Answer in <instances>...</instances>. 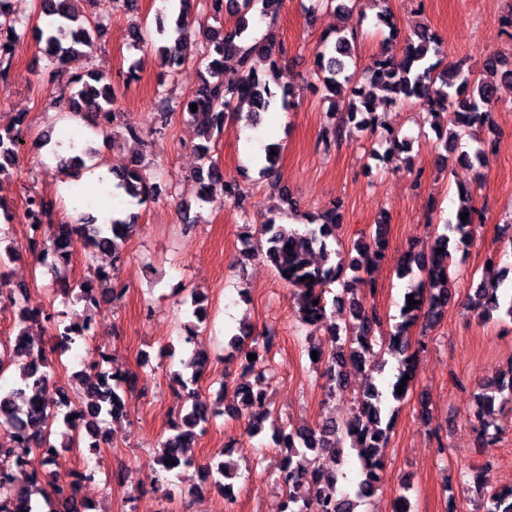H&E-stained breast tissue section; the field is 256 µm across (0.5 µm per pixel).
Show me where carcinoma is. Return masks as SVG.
<instances>
[{"mask_svg":"<svg viewBox=\"0 0 512 512\" xmlns=\"http://www.w3.org/2000/svg\"><path fill=\"white\" fill-rule=\"evenodd\" d=\"M80 0H38L39 14L54 18L48 28L29 27V22L12 16L9 0H0V76L6 77L12 65L17 44L25 41L29 33L37 32L36 43L45 44L49 57L61 64H68L76 57L89 58L94 46L93 34L100 23L89 18H80ZM283 0H209V10L216 25L207 28L205 46L200 60L204 67L201 83L192 93L174 97L168 93L159 96L158 106L162 112L180 111L186 114L196 127L201 143L195 145L199 166L195 173L199 190L195 206L203 209L210 202L214 191L221 190L236 203H241L243 193L237 183L224 177L223 169L214 160L213 143L224 132V120L238 112L242 102L251 107V118L259 113L286 110L291 102L287 92H273L266 75L277 74L278 61L286 54L284 45L277 41L273 30L256 39L252 36L251 22L254 16L276 18ZM237 16L236 26L224 30L221 20L224 13ZM388 10L379 13L380 21L389 29L388 46L376 55L361 73L350 70L348 60L353 57V43L357 33L337 29L333 35L324 37L315 51L317 80L336 108V121L327 128L322 141L325 145L351 140L359 132L375 133L380 118L377 109L416 100L433 118V125L444 129L441 137L445 153L464 162L482 177L485 154L481 147L464 149L474 139V127L489 119L491 108L498 100L497 86L512 84V69L506 66L504 55L497 53L482 64V76L473 77V69L462 61L452 65L443 63L444 51L439 36L427 25H420L405 39L404 57L398 63L390 54L391 38L397 31L396 24L387 20ZM192 20L189 18V0H179L173 23L161 26L155 32L143 27L132 29L133 41L144 43L159 39L161 65L169 75L178 73L186 62L182 53L191 37ZM236 60L238 74L229 79L224 73V59ZM70 92L62 96L59 106L64 112L84 118L91 117V124L104 130L112 129V135L122 137L135 144L142 142V132L132 125L116 126L113 103L115 89L107 83L103 74L88 69L74 77ZM197 105L193 111L190 105ZM22 129L10 127L0 129V177L13 165L21 143ZM277 151L271 155V151ZM280 146L270 144L265 150V165L261 173L277 182L276 168L279 163ZM133 166L112 173L114 188L120 195L142 204L152 195L154 185L147 176L148 166L142 160H132ZM468 213L467 221L460 214ZM23 216L32 227L29 249L33 252L45 250L56 254L51 270L54 273L55 289L71 290L67 270L72 265L75 238H84L90 253L106 251L112 254V263H117L123 248L135 227V216L118 211L109 224H96L90 217L79 216L74 223L54 221V205L37 195L26 199ZM339 214L331 208L311 220L301 229L296 224H278L269 219L260 226V235L266 243L265 258L278 275L292 288L296 313L302 324L314 329L324 325L329 318L336 317V309H327L326 293L331 286H343L344 295L336 296L333 302L348 305V325L345 335L330 328L334 347L324 352L317 347V361L324 364L326 396L330 399L348 388L344 367L351 362L363 373V390L357 401L352 419L341 426L334 420L308 428H287L271 419L267 390L265 388L266 366L260 359H248L250 354H259V349H269L275 333L266 329L252 335L250 327L242 324L238 332L231 335L228 346L241 359V374L233 382L224 381L222 389L233 386L237 406L232 413L248 415V433L252 436L263 429V422L271 420L273 437L281 449L282 459L277 476L278 482L289 485L283 512H307V493L314 489L315 498L322 504V512H355L358 503L370 498L383 468L384 451L387 448L395 417V409L388 405L387 397L372 376L373 369L367 365L374 362L380 350L394 355L399 362L396 381L391 385V397L400 401L404 395L396 388L405 376H414L415 359L424 348L421 341L413 342L409 328L423 319L426 326L437 323L452 297L454 280L447 259L451 251H468L480 226L479 215L473 204L471 191L464 192L454 218L443 225V232L435 233L434 242L428 250L406 253L399 266L402 276L419 273L417 285L407 290L404 296H413L418 304L408 308L401 306V322L395 330L385 336H377L379 318L358 296L351 283L364 281V275L385 255L387 239L384 225H376L368 243L353 247L357 256L346 259L340 251L331 247L336 240ZM443 252H437V249ZM20 252L11 244L0 254V297L19 309L18 323L22 325L15 338L18 351L34 353L20 368L19 378L11 386L0 388V512H39L31 502V495L19 494L10 472L14 463L12 448L23 431L34 428L36 433L28 437V447L48 448L44 464H57V455L51 452V427L57 420L58 408L63 405L64 392L55 387L52 366L45 350L34 344L23 324L39 318L29 310L26 301L27 289L23 285H11L5 262L14 260ZM305 281H300V278ZM124 286L110 280L101 272L95 280H86L79 285L77 300L88 308L97 304L98 296L110 294L120 297ZM202 297L192 292L183 299L182 305L191 308L195 321L184 325V342L190 343L198 336V323L205 320L206 309ZM470 309L477 317L490 319L503 313L512 319V296L499 295L495 284L479 283L470 295ZM50 325V334L58 333L63 341L57 347L65 350L79 340L90 336L91 323L85 321L77 326L66 324L53 316L45 315ZM183 368L190 371L186 377L182 372L174 374V382L180 384L179 396L187 403V412L172 425V433L159 443L153 459L154 465L170 472L181 464H187L185 453L198 438L197 428H202L209 418L221 414L208 404L197 384L207 365V356L202 351L192 350L182 361ZM84 386L86 401L78 409L63 416L64 431L60 447L71 448L80 441L81 429H86L90 439L88 447L99 446L98 423L111 418L124 417L127 392L132 389V375L108 374L100 368H91L76 374ZM512 402V371L491 384L481 387L477 395V407L473 413L480 435L475 452L484 454L493 446L497 433L490 432L494 426L493 411L496 403ZM356 451L361 465L360 478L352 492L339 487V480L346 478L340 468L344 457V444ZM310 452L329 454L336 460L334 471L312 475L307 470V455ZM465 485L475 489L483 512H512V486L489 489L485 486L483 469L474 466L465 474ZM74 485L56 484L52 488L50 505L52 512H81L77 505Z\"/></svg>","mask_w":512,"mask_h":512,"instance_id":"carcinoma-1","label":"carcinoma"}]
</instances>
